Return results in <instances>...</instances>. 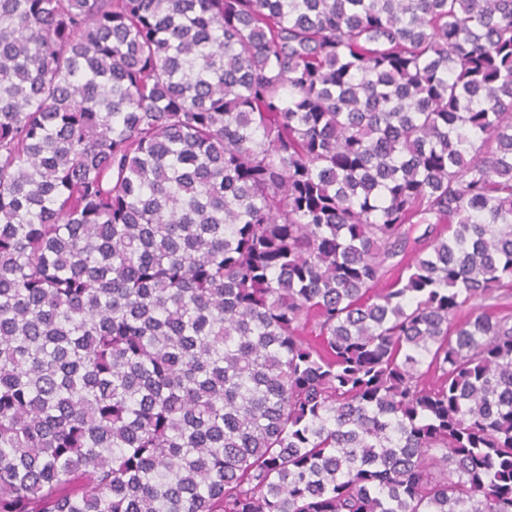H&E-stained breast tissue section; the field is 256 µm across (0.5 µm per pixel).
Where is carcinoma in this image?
<instances>
[{
	"label": "carcinoma",
	"instance_id": "obj_1",
	"mask_svg": "<svg viewBox=\"0 0 512 512\" xmlns=\"http://www.w3.org/2000/svg\"><path fill=\"white\" fill-rule=\"evenodd\" d=\"M511 298L512 0H0V512H512Z\"/></svg>",
	"mask_w": 512,
	"mask_h": 512
}]
</instances>
